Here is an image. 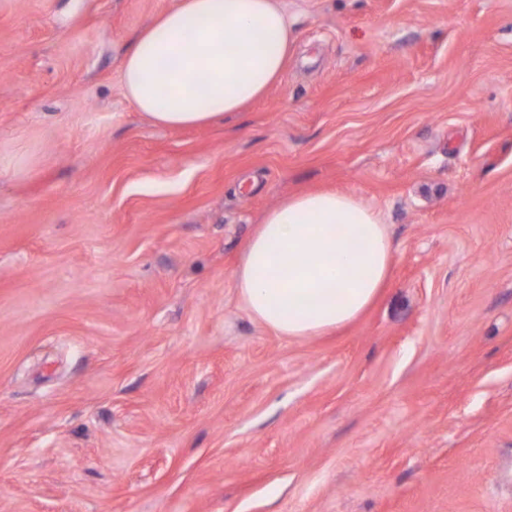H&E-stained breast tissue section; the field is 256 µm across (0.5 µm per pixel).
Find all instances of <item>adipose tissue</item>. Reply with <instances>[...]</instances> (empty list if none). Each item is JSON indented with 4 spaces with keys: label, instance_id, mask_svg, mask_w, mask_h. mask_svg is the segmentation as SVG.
I'll use <instances>...</instances> for the list:
<instances>
[{
    "label": "adipose tissue",
    "instance_id": "adipose-tissue-1",
    "mask_svg": "<svg viewBox=\"0 0 512 512\" xmlns=\"http://www.w3.org/2000/svg\"><path fill=\"white\" fill-rule=\"evenodd\" d=\"M279 0H179L136 37L126 96L155 125L204 126L279 81L294 39ZM380 213L336 191L283 198L256 225L235 271L251 316L277 334L322 336L356 320L390 275Z\"/></svg>",
    "mask_w": 512,
    "mask_h": 512
}]
</instances>
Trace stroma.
Segmentation results:
<instances>
[{
    "label": "stroma",
    "mask_w": 512,
    "mask_h": 512,
    "mask_svg": "<svg viewBox=\"0 0 512 512\" xmlns=\"http://www.w3.org/2000/svg\"><path fill=\"white\" fill-rule=\"evenodd\" d=\"M178 0H0V512H512V0H282L280 81L153 125ZM379 211L390 282L288 338L234 271L268 210Z\"/></svg>",
    "instance_id": "stroma-1"
}]
</instances>
